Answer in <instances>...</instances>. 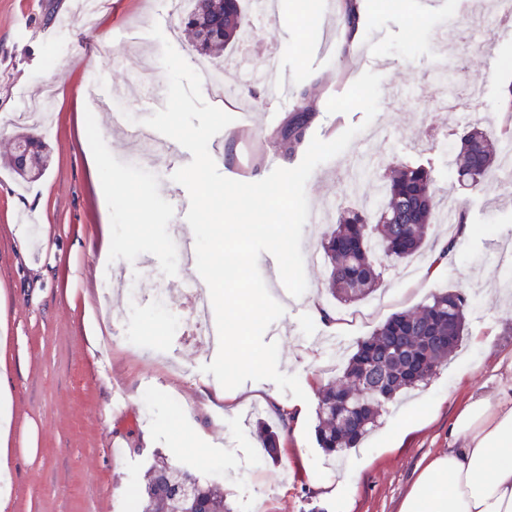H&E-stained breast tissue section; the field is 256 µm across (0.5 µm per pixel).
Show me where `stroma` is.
I'll return each mask as SVG.
<instances>
[{
	"instance_id": "stroma-1",
	"label": "stroma",
	"mask_w": 512,
	"mask_h": 512,
	"mask_svg": "<svg viewBox=\"0 0 512 512\" xmlns=\"http://www.w3.org/2000/svg\"><path fill=\"white\" fill-rule=\"evenodd\" d=\"M266 25L251 24L252 40L227 49L223 135L209 152L219 172L256 182L279 167L278 131L295 115L269 97L270 84L289 81L292 97L313 110L307 137L330 141L363 125L349 147L326 161L306 184L310 210L335 217L373 198L368 187L351 195L360 160L416 163L431 168L440 208L463 214L473 232L454 258L432 268L433 245L451 233L428 231V248L403 263H387L375 295L341 307L343 323L327 331L309 299L331 302L323 288L324 224L303 228L307 290L295 298L280 278L284 315L265 332L279 346V369L297 375L309 404L305 417L282 424L293 396L271 381H248L232 400L204 396V346L185 327L189 296L181 283L198 279L180 265L170 228L189 194L172 181L192 156L161 152L156 139L130 144L86 94L113 95L138 119L164 108L167 80L163 42L191 66L203 59L181 20L191 0H112L86 20L75 0H0V155L17 134L20 96L58 89L53 122L40 137L47 169L32 183L0 166V362L10 378L12 420L8 468L0 472L5 512H137L146 469L156 457L223 486L231 512H398L421 463L448 446V424L469 394L492 388L493 367L512 354V185L501 179L479 191L454 182L455 144L470 123L499 128L501 99L512 85V37L496 36L492 0H361L365 22L357 41L340 53L344 31L338 0H276ZM160 24L163 39L149 30ZM382 77L378 113L364 125L361 110L328 113L329 98L345 93L365 71ZM248 112L241 126L236 117ZM274 120H266V113ZM42 218L38 238L19 240L16 217ZM112 224V253L102 257L97 228ZM168 291L159 305L157 289ZM459 290L470 298L468 334L436 376L386 406L377 426L355 448L325 452L316 440L320 389L346 362L358 340L393 313L417 310L433 295ZM111 334L104 349L102 334ZM338 343L327 364L315 337ZM277 432L272 459L257 427ZM334 486L324 494L323 485Z\"/></svg>"
}]
</instances>
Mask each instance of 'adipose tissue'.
I'll return each instance as SVG.
<instances>
[{
    "mask_svg": "<svg viewBox=\"0 0 512 512\" xmlns=\"http://www.w3.org/2000/svg\"><path fill=\"white\" fill-rule=\"evenodd\" d=\"M495 387L469 395L448 427V448L426 460L399 512H512V360Z\"/></svg>",
    "mask_w": 512,
    "mask_h": 512,
    "instance_id": "1",
    "label": "adipose tissue"
}]
</instances>
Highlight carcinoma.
I'll return each mask as SVG.
<instances>
[{"mask_svg":"<svg viewBox=\"0 0 512 512\" xmlns=\"http://www.w3.org/2000/svg\"><path fill=\"white\" fill-rule=\"evenodd\" d=\"M245 4L242 0H195L187 14L195 50L219 57L224 49L244 37ZM508 124L497 137L479 126H469L460 136L452 156L458 185L478 189L496 176V160L512 141V87L501 102ZM307 115L296 114L280 133V148L294 154L305 138ZM37 147L29 168L4 165L22 179L34 181L44 171V145ZM371 182L376 192L371 211L340 212L322 242L326 288L340 304L361 301L382 286L383 262L401 261L418 253L426 243L430 225L439 223L434 179L422 165L397 162L381 173L374 160L363 170L359 185ZM470 298L447 290L412 313L389 317L372 335L360 340L335 380L320 392L316 438L328 453L354 448L369 434L385 404L404 388L428 381L466 335ZM191 491H186V486ZM138 512H229L224 488L203 482L188 470L157 458L145 474Z\"/></svg>","mask_w":512,"mask_h":512,"instance_id":"obj_1","label":"carcinoma"}]
</instances>
